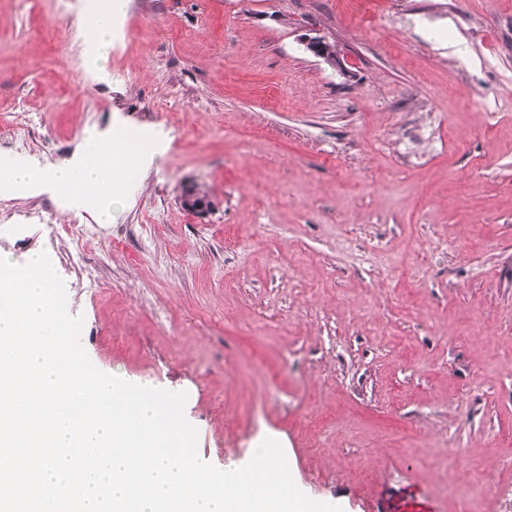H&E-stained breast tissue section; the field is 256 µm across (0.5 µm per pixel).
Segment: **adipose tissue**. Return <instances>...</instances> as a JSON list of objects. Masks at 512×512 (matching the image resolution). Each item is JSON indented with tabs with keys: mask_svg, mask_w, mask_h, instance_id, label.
Wrapping results in <instances>:
<instances>
[{
	"mask_svg": "<svg viewBox=\"0 0 512 512\" xmlns=\"http://www.w3.org/2000/svg\"><path fill=\"white\" fill-rule=\"evenodd\" d=\"M125 0H112L110 9L97 13L88 24L84 41L91 66L99 79H107L104 63L112 49L114 20L123 14ZM101 135L89 132L88 150L70 164L53 169H43L22 162L0 160V185L41 186L62 194L73 201L96 199L100 202L98 219L112 220V208L121 204L120 187L129 164L126 155L102 147Z\"/></svg>",
	"mask_w": 512,
	"mask_h": 512,
	"instance_id": "adipose-tissue-1",
	"label": "adipose tissue"
}]
</instances>
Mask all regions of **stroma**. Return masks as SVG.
I'll return each mask as SVG.
<instances>
[{
  "label": "stroma",
  "mask_w": 512,
  "mask_h": 512,
  "mask_svg": "<svg viewBox=\"0 0 512 512\" xmlns=\"http://www.w3.org/2000/svg\"><path fill=\"white\" fill-rule=\"evenodd\" d=\"M90 3L0 0V128L33 131L0 156L153 160L108 224L0 189V248L47 252L93 365L187 392L218 469L270 437L343 512H455L474 462L472 512H512V0H126L105 82ZM178 200L183 209L195 214L205 213L211 206L209 197L199 195L196 186L193 185L184 187Z\"/></svg>",
  "instance_id": "1"
}]
</instances>
